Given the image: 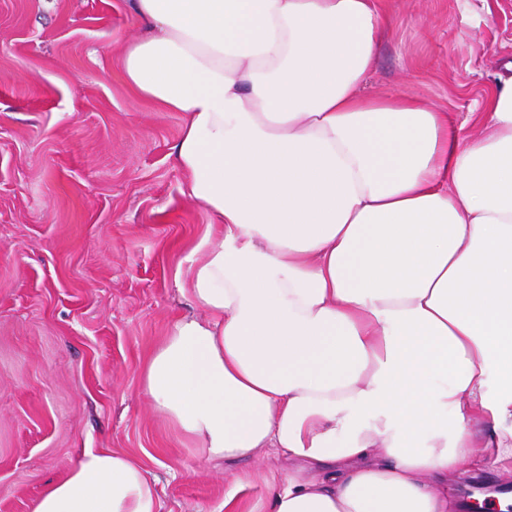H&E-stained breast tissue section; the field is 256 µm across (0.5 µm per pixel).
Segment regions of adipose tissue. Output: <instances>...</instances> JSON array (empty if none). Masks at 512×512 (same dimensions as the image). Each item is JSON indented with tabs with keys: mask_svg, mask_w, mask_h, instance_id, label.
<instances>
[{
	"mask_svg": "<svg viewBox=\"0 0 512 512\" xmlns=\"http://www.w3.org/2000/svg\"><path fill=\"white\" fill-rule=\"evenodd\" d=\"M121 55L184 122L185 194L218 222L142 370L207 459L284 453L268 512H454L448 479L512 474V77L462 136L364 93L376 0H134ZM139 461L86 450L33 512H160Z\"/></svg>",
	"mask_w": 512,
	"mask_h": 512,
	"instance_id": "ef3b65f1",
	"label": "adipose tissue"
}]
</instances>
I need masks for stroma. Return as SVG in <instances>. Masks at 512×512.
Returning <instances> with one entry per match:
<instances>
[{"mask_svg": "<svg viewBox=\"0 0 512 512\" xmlns=\"http://www.w3.org/2000/svg\"><path fill=\"white\" fill-rule=\"evenodd\" d=\"M369 84L464 125L512 61V0H379ZM132 0H0V512H31L86 449L139 460L162 512H224L234 473L266 512L291 466L201 457L151 409L140 371L174 319L212 216L173 159L184 117L141 100L120 52Z\"/></svg>", "mask_w": 512, "mask_h": 512, "instance_id": "obj_1", "label": "stroma"}]
</instances>
